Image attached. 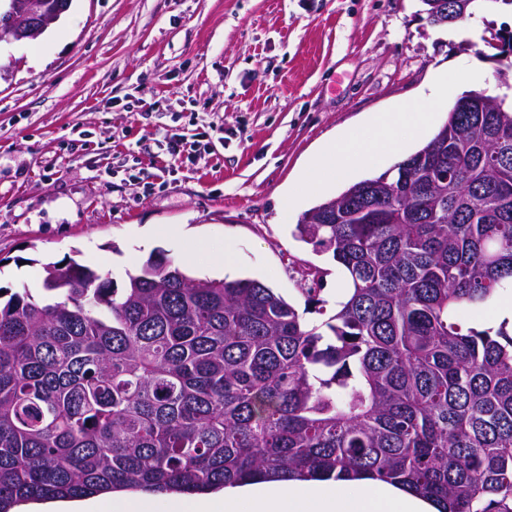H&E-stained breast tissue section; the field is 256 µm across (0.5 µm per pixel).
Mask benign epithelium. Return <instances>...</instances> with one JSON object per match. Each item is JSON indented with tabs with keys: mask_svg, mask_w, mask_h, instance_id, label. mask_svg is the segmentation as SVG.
Masks as SVG:
<instances>
[{
	"mask_svg": "<svg viewBox=\"0 0 512 512\" xmlns=\"http://www.w3.org/2000/svg\"><path fill=\"white\" fill-rule=\"evenodd\" d=\"M65 0H4L0 39L22 41L40 36L68 9Z\"/></svg>",
	"mask_w": 512,
	"mask_h": 512,
	"instance_id": "7a95c632",
	"label": "benign epithelium"
}]
</instances>
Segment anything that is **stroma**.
I'll return each instance as SVG.
<instances>
[{"mask_svg": "<svg viewBox=\"0 0 512 512\" xmlns=\"http://www.w3.org/2000/svg\"><path fill=\"white\" fill-rule=\"evenodd\" d=\"M488 28L512 31V11L435 27L421 0H72L39 38L0 42V287L40 295L68 257L121 287L157 250L193 276L229 251L234 277L300 309L321 271L335 303L345 276L292 230L345 184L301 170L376 112L444 123L472 88L452 70L495 88L512 53L492 56Z\"/></svg>", "mask_w": 512, "mask_h": 512, "instance_id": "stroma-1", "label": "stroma"}]
</instances>
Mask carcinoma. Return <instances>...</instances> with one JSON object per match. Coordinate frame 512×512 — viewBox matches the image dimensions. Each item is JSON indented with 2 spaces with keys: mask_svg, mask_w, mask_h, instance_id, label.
<instances>
[{
  "mask_svg": "<svg viewBox=\"0 0 512 512\" xmlns=\"http://www.w3.org/2000/svg\"><path fill=\"white\" fill-rule=\"evenodd\" d=\"M462 98L394 169L299 216L348 282L323 320L161 251L120 290L71 258L45 297L0 301V512L361 475L512 512V332L462 319L512 290V103Z\"/></svg>",
  "mask_w": 512,
  "mask_h": 512,
  "instance_id": "1",
  "label": "carcinoma"
}]
</instances>
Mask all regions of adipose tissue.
<instances>
[{"label": "adipose tissue", "instance_id": "ef3b65f1", "mask_svg": "<svg viewBox=\"0 0 512 512\" xmlns=\"http://www.w3.org/2000/svg\"><path fill=\"white\" fill-rule=\"evenodd\" d=\"M433 119V113L414 103L396 112L376 114L365 125L367 139L347 133L328 138L301 178L308 181L323 171L342 177L377 167L381 155L403 154L410 145L409 139L396 137V128L417 132ZM171 508L172 512H439L432 501L369 476L228 486L190 502L174 497Z\"/></svg>", "mask_w": 512, "mask_h": 512}]
</instances>
